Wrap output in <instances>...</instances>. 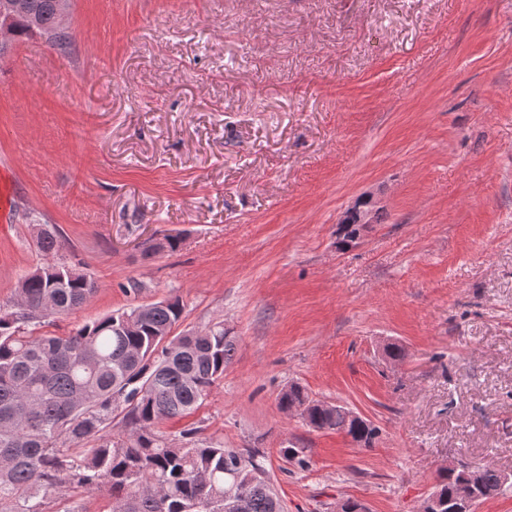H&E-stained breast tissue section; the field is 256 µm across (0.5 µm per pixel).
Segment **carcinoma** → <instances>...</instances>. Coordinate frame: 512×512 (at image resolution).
<instances>
[{
    "label": "carcinoma",
    "mask_w": 512,
    "mask_h": 512,
    "mask_svg": "<svg viewBox=\"0 0 512 512\" xmlns=\"http://www.w3.org/2000/svg\"><path fill=\"white\" fill-rule=\"evenodd\" d=\"M11 19L17 38L38 36L63 50L56 0H28ZM170 235L144 256L174 252ZM51 254L62 241L39 231ZM97 283L73 266L47 264L25 276L15 298L0 304V512H53L65 486L107 488L110 512H283L254 449L199 440L188 428L163 434V422L198 410L224 378L236 339L223 322L175 335L179 300L141 304L86 323L67 336H26L21 325L53 322L88 303ZM283 412L303 409L315 430H336L370 448L377 429L341 405L309 398L291 384ZM507 490L503 474L481 464L443 468L435 491L448 501L480 503Z\"/></svg>",
    "instance_id": "obj_1"
}]
</instances>
